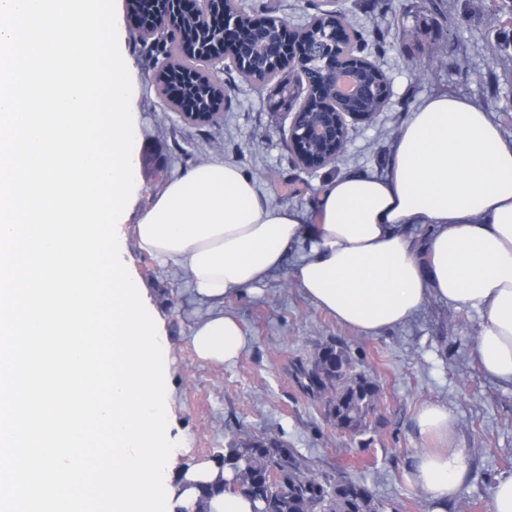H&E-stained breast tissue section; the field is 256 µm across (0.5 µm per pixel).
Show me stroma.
<instances>
[{
  "mask_svg": "<svg viewBox=\"0 0 512 512\" xmlns=\"http://www.w3.org/2000/svg\"><path fill=\"white\" fill-rule=\"evenodd\" d=\"M252 15L263 5L304 25L329 0H235ZM450 19L428 14L424 0H339L338 7L370 47L391 79L384 112L349 129L344 155L317 171L300 167L288 149V108L282 86L301 90L295 70L284 69L256 86L235 68L216 66L223 84L224 116L214 125L185 124L161 94L155 72L162 47L129 36L127 51L137 73L138 147L134 178L139 185L121 233L131 272L160 321L166 342L170 461L181 471L223 453L231 442L275 438L307 459L315 474L341 473L365 484L384 512H434L435 505L407 478L411 458L422 448L414 417L428 401L448 405L469 470L446 512H490L496 480L512 475V385L488 378L475 357L482 319L436 300L403 324L364 336L339 325L313 304L292 276L295 255L258 289L224 299L225 313L239 320L247 346L233 363L213 365L196 356L194 329L211 312L183 270L141 252L138 219L166 182L210 159L231 164L255 179L276 205L313 213L328 179L353 172L384 175L402 125L426 99L448 93L489 112L504 139L512 141V30L486 9L487 0H449ZM498 74L491 90L489 74ZM332 341L348 349L357 371L372 377L380 399L365 432L351 435L327 421L321 401L298 385L292 364L309 361Z\"/></svg>",
  "mask_w": 512,
  "mask_h": 512,
  "instance_id": "obj_1",
  "label": "stroma"
}]
</instances>
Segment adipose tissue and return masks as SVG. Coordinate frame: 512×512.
I'll list each match as a JSON object with an SVG mask.
<instances>
[{"instance_id":"adipose-tissue-1","label":"adipose tissue","mask_w":512,"mask_h":512,"mask_svg":"<svg viewBox=\"0 0 512 512\" xmlns=\"http://www.w3.org/2000/svg\"><path fill=\"white\" fill-rule=\"evenodd\" d=\"M413 224L432 227L424 250L408 234ZM136 232L141 252L186 270L196 294L213 305L191 337L202 360L241 355L247 339L222 311L225 296L262 283L303 244L294 280L342 327L375 335L432 298L477 312L479 364L512 384V141L466 98L438 94L412 112L385 175L329 180L317 223L270 205L255 181L215 160L168 182ZM415 425L430 446L414 456L408 477L446 512L468 473L453 414L427 402Z\"/></svg>"}]
</instances>
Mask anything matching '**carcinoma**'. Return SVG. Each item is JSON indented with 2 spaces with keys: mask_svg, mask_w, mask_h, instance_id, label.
<instances>
[{
  "mask_svg": "<svg viewBox=\"0 0 512 512\" xmlns=\"http://www.w3.org/2000/svg\"><path fill=\"white\" fill-rule=\"evenodd\" d=\"M128 10L149 20L165 6L163 0H127ZM491 10L503 27H512V0H490ZM336 20L315 18L299 28L309 43L319 42ZM179 27L182 41L198 53H207L218 42L209 26L183 14ZM266 33L235 45L241 76L260 83L272 76L271 58L265 50ZM319 66L311 67V95L314 105L306 122L316 123L320 104L336 97V88L317 78ZM357 73L374 88V94L358 104L364 112H381L387 75L375 60L357 66ZM183 93L191 110L201 114L218 107L215 89L199 78L188 80ZM302 389L312 398L324 402L327 419L336 429L353 435L364 431L367 417L376 408L378 386L363 383L364 374L356 371L345 348L337 342L327 343L306 362L295 367ZM217 464L232 473L222 490L247 493L259 503L255 512H381V505L369 489L345 476H316L307 461L276 439L236 442L217 455Z\"/></svg>",
  "mask_w": 512,
  "mask_h": 512,
  "instance_id": "1",
  "label": "carcinoma"
}]
</instances>
